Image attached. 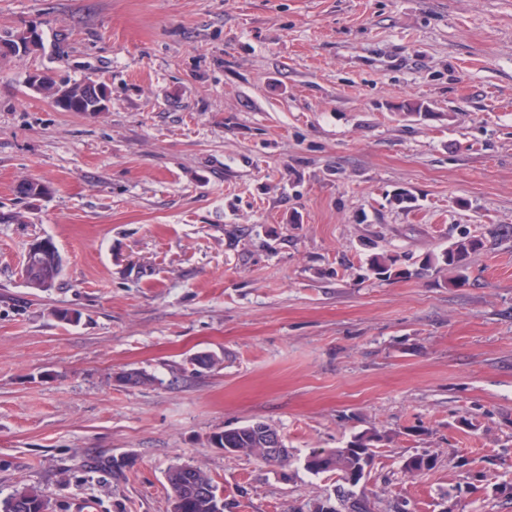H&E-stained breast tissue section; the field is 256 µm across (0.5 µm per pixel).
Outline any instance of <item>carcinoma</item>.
I'll return each instance as SVG.
<instances>
[{"mask_svg": "<svg viewBox=\"0 0 512 512\" xmlns=\"http://www.w3.org/2000/svg\"><path fill=\"white\" fill-rule=\"evenodd\" d=\"M10 43L16 47L23 46L24 55L38 50L41 41L29 43V36L23 30L0 35V43ZM73 95L62 109L68 112H86L91 105V93L83 84L72 86ZM30 187L21 192L25 198L38 201L50 194L48 185L39 180L29 179ZM37 252L25 261L26 286L37 291L47 292L56 287L62 273L59 262L60 253L55 243L49 238L35 240ZM486 247V240L481 237L464 234L438 254L425 258L420 271H427L437 265L446 266L457 273V278L465 279L470 259ZM368 274L376 279H389L401 275L396 269V260L387 254L371 257L367 266ZM273 428L262 422H255L217 433L210 438V443L217 447L236 449L238 457H256L267 465H275L288 459V455H263L261 448ZM381 441L376 432H362L353 437L342 448H330L321 451L322 457L315 459L308 454L304 460L305 469L315 475L330 474L336 476V486L343 485L347 474L358 471L362 477L370 474L375 459V444ZM92 468L103 469L114 474L123 470V464L114 457L103 455L88 460ZM166 482L171 490L170 501L177 504L178 512H217L219 486L205 473L189 465H173L165 473ZM208 486L213 492L207 494L202 487ZM350 496L336 495V507L332 512H374L371 501L365 491L357 487L349 490ZM47 501L41 491L34 487L17 490L6 502L5 512H42Z\"/></svg>", "mask_w": 512, "mask_h": 512, "instance_id": "carcinoma-1", "label": "carcinoma"}]
</instances>
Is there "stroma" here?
<instances>
[{
    "label": "stroma",
    "instance_id": "obj_1",
    "mask_svg": "<svg viewBox=\"0 0 512 512\" xmlns=\"http://www.w3.org/2000/svg\"><path fill=\"white\" fill-rule=\"evenodd\" d=\"M33 22L41 50L0 60V502L169 512L188 464L229 512H307L333 481L305 457L372 431L375 512H512L485 483L512 484V0H0V33ZM35 71L104 83L108 111L59 110ZM463 231L487 239L465 283L418 275ZM382 252L409 276L368 277ZM253 422L282 466L211 445ZM37 253L25 260L24 281L28 288L37 292H47L55 288L62 273L60 253L50 238L36 239ZM30 244V245H32ZM47 501L41 491L34 487H23L8 499L5 512H42Z\"/></svg>",
    "mask_w": 512,
    "mask_h": 512
}]
</instances>
